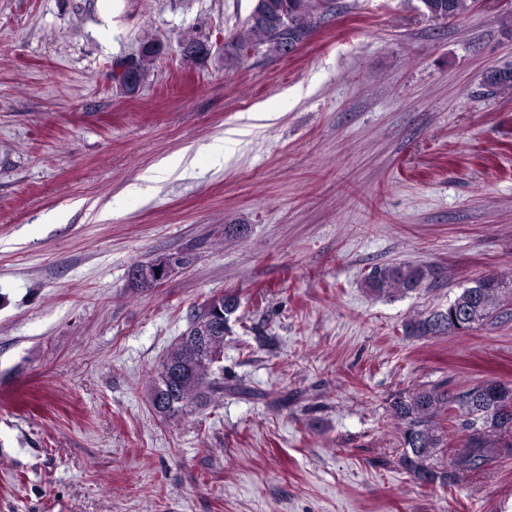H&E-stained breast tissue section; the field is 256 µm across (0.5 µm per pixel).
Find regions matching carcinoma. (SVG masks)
Returning a JSON list of instances; mask_svg holds the SVG:
<instances>
[{"instance_id":"obj_1","label":"carcinoma","mask_w":512,"mask_h":512,"mask_svg":"<svg viewBox=\"0 0 512 512\" xmlns=\"http://www.w3.org/2000/svg\"><path fill=\"white\" fill-rule=\"evenodd\" d=\"M278 21L247 22L246 36L232 48L267 47L279 54L281 44L305 40L317 15L332 8V0H267ZM423 12L435 19H453L468 8V0H421ZM423 272L410 266H377L367 276L366 286L375 295L406 292L420 287ZM507 282L495 274L473 281L448 307L421 313L403 325L407 336L467 333L494 318ZM225 331L192 316L187 330L163 359L150 392L154 411L171 418L187 407L203 406L224 393V377L214 371L224 349ZM393 418L402 426L400 464L409 476L427 484L446 485L456 474L477 472L498 453L493 436L512 433V384L488 380L450 392L438 384L398 396L392 404ZM462 437L450 468L439 466L448 451L449 437Z\"/></svg>"}]
</instances>
